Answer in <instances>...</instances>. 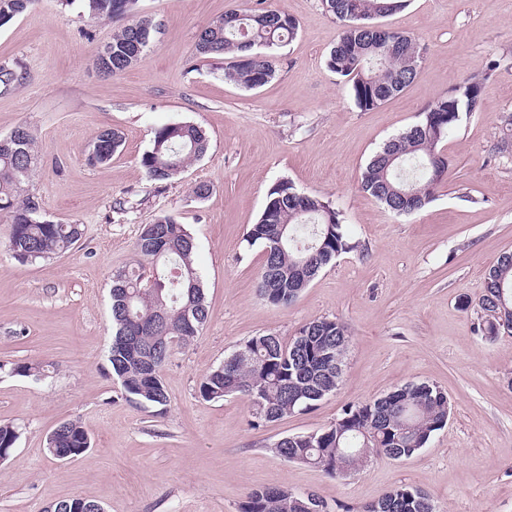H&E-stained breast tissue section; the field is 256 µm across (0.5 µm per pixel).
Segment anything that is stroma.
<instances>
[{"mask_svg":"<svg viewBox=\"0 0 512 512\" xmlns=\"http://www.w3.org/2000/svg\"><path fill=\"white\" fill-rule=\"evenodd\" d=\"M271 2L298 29L278 51L275 78L255 90L225 81L195 45L215 18L257 0H140L160 31L142 62L110 78L92 58L118 21L37 0L0 26V63L22 75L0 92V134L30 126L42 156L32 193L54 221L84 227L71 252L22 263L0 214V362L41 368L0 373V421L20 431L0 463V512L76 497L104 512H241L248 492L274 486L315 493L331 512H363L398 484L427 492L437 512H512V335L477 330L486 270L512 253V0H408L383 18L416 38L422 59L413 83L371 110L325 66L341 25L321 0ZM474 76L480 104L440 145L450 166L435 200L397 215L363 192L373 152ZM180 122L202 127L209 151L157 183L141 158L155 128ZM108 127L124 146L89 165L88 146ZM282 180L329 199L359 243L287 307L260 296L263 247L247 242ZM200 182L210 191L197 199ZM163 214L196 240L210 316L165 367L161 411L125 399L106 349L110 277L137 263L139 227ZM325 317L348 326L349 344L340 385L312 409L256 427L246 398L200 397L202 378L251 337L288 341ZM409 381L437 385L451 405L447 425L411 458L332 478L275 453L279 438L327 428L348 405ZM66 420L91 446L59 461L47 438Z\"/></svg>","mask_w":512,"mask_h":512,"instance_id":"obj_1","label":"stroma"}]
</instances>
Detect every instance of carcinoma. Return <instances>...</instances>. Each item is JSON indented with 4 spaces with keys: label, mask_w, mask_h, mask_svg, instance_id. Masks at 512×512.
Listing matches in <instances>:
<instances>
[{
    "label": "carcinoma",
    "mask_w": 512,
    "mask_h": 512,
    "mask_svg": "<svg viewBox=\"0 0 512 512\" xmlns=\"http://www.w3.org/2000/svg\"><path fill=\"white\" fill-rule=\"evenodd\" d=\"M35 0H0V26L23 15ZM92 20L124 21L112 40L93 58L96 70L118 75L145 58L155 32L140 27L139 0H81ZM323 9L342 22L336 43L326 58L327 69L350 86L358 107L370 110L398 95L412 83L419 65L415 39L384 28L378 20L402 9L406 0H321ZM233 26L205 31L198 54L224 63V79L247 89L269 83L276 75V49L297 34L288 13L274 6L235 10ZM480 85L464 80L452 93L439 97L421 113L419 121L389 140L369 160L362 188L397 214L419 210L435 199V190L448 172L449 161L438 145L462 116L476 110ZM121 131L102 130L89 145V165H104L123 146ZM209 149L205 131L192 124H166L153 132L150 149L141 165L153 181L176 178ZM41 164L34 132L20 124L0 136V212L9 218L8 250L22 263H35L70 251L81 239L79 224H61L38 210L29 182ZM162 226L141 225L134 247L140 262L112 273V338L107 362L129 401L162 411L169 396L163 369L175 348L195 340L209 318V306L194 263L196 244L186 225L171 215L156 219ZM282 235V246L265 255L259 292L273 305L288 306L303 290L300 272L317 276L336 257L358 248L341 224L340 214L327 199L299 192L282 180L268 192L259 221L252 225L248 243L269 247ZM482 312L494 311L495 322L512 329V254L498 258L487 274ZM347 326L322 318L303 325L286 343L273 334L245 342L250 355L228 356L199 383L206 401L243 395L258 401L251 408L253 426L305 411L333 393L342 375ZM447 395L426 382L406 383L387 394L348 406L336 423L320 431L288 435L274 443L288 462L311 465L330 477L359 471L369 459L402 460L425 447L431 435L448 422ZM20 437L18 427L0 422V461L11 456ZM91 446L83 426L74 420L61 423L47 439V452L77 457ZM318 496L305 499L285 487L252 491L241 512H323ZM365 512H437L430 495L406 485L394 486Z\"/></svg>",
    "instance_id": "carcinoma-1"
}]
</instances>
